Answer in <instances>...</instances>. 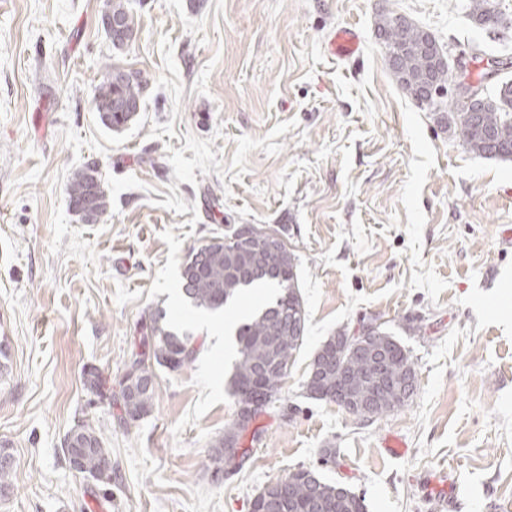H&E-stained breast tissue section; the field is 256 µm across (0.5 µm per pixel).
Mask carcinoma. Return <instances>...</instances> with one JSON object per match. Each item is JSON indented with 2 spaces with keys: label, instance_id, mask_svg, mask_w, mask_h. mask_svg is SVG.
Here are the masks:
<instances>
[{
  "label": "carcinoma",
  "instance_id": "cac0c4a2",
  "mask_svg": "<svg viewBox=\"0 0 512 512\" xmlns=\"http://www.w3.org/2000/svg\"><path fill=\"white\" fill-rule=\"evenodd\" d=\"M469 15L485 29H509L512 20L499 11L494 0H469ZM118 19L132 34H137V22L129 0H111L102 16V29L113 48L121 50L128 44L112 33L108 18ZM377 36L384 37L389 54V68L397 84L418 102L440 95L452 81V75L443 69L445 57L442 46L427 29L406 16L393 11L378 14L375 20ZM123 67L107 63L104 78L94 96V109L101 124L108 130L120 132L139 116L146 81L140 73L127 70L128 78L119 79L115 72ZM455 85V109L448 110V127L454 130L461 145L481 157L512 160V84L503 83L497 94L478 111H467L462 88ZM71 209L83 221L91 213L103 216L109 196L98 166L94 163L74 172L67 186ZM296 256L285 243L274 249L268 243L246 237L237 227L224 236H214L192 248L181 271V294L192 307L218 311L231 303L247 288L271 286L278 289L271 301L254 312L236 327L238 358L230 379L232 395L236 398L260 395L277 400L288 370L304 342L299 327L306 324L307 314L299 289L295 268ZM147 333L141 337L139 350L126 363L119 383L117 400L122 408L120 420L137 421L148 414L155 398L157 365L171 372L179 371L195 358L192 335L166 321L163 310L148 316ZM381 333L387 341L384 357L389 363L391 382L380 383L372 377L369 364L355 353L345 356V375L325 374L305 380L309 397L334 401L336 393L351 385L358 395L370 393L392 402L375 407L370 421L403 406L393 401L403 373L415 374L408 351L386 330ZM240 416L225 427L224 436L213 445L208 457V468L218 475L232 461L224 459V444L240 443L243 432ZM80 448L89 449L84 458L83 473L106 484L112 482V457L104 446V431L88 424L74 425L66 434ZM12 456L0 448V492L11 485ZM280 483L264 487L253 499L252 512H262L270 499L279 497ZM279 512H364L363 501L348 487L323 480L319 474L306 481L297 476L288 497L282 500Z\"/></svg>",
  "mask_w": 512,
  "mask_h": 512
}]
</instances>
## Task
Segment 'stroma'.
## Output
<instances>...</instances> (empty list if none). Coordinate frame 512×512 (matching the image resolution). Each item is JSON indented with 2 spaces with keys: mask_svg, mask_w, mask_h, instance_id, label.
Wrapping results in <instances>:
<instances>
[{
  "mask_svg": "<svg viewBox=\"0 0 512 512\" xmlns=\"http://www.w3.org/2000/svg\"><path fill=\"white\" fill-rule=\"evenodd\" d=\"M108 2L0 0V446L14 466L0 512H251L303 466L365 512H440L430 485L444 472L447 512H512V161L468 152L402 91L374 21L410 17L491 96L512 81V29L478 27L468 0H130L138 35L116 50ZM340 27L358 30L356 55H330ZM105 61L147 81L119 132L94 110ZM90 162L110 191L94 224L67 195ZM241 224L296 255L308 321L247 455L216 479L208 451L235 412V358L216 337L267 296L211 317L183 301L180 270ZM155 308L197 355L156 368L152 410L124 423L83 372L117 386ZM372 321L409 350L418 384L364 422L303 383L328 336ZM81 421L105 429L111 484L63 458Z\"/></svg>",
  "mask_w": 512,
  "mask_h": 512,
  "instance_id": "35a3bbf8",
  "label": "stroma"
}]
</instances>
